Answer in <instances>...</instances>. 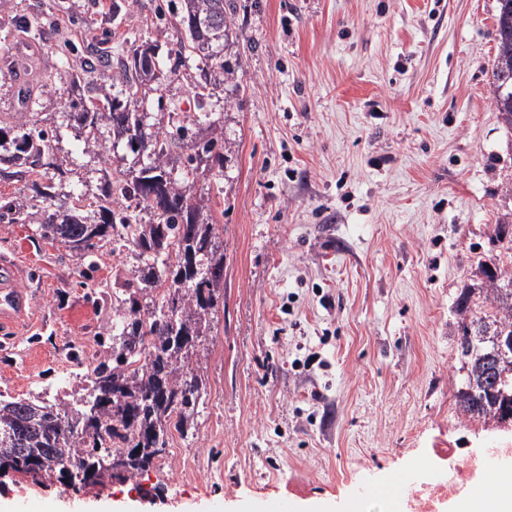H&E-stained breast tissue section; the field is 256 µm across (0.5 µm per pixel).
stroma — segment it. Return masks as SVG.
<instances>
[{"label":"stroma","instance_id":"35a3bbf8","mask_svg":"<svg viewBox=\"0 0 512 512\" xmlns=\"http://www.w3.org/2000/svg\"><path fill=\"white\" fill-rule=\"evenodd\" d=\"M498 0H238L233 74L204 83L199 56L172 71L183 38L174 0H0V59L38 28L44 95L20 109L0 68V123L37 122L66 172L54 201L0 182V256L31 305L0 350V395L75 403L109 358L111 301L141 262L104 246L86 260L40 238L44 213L93 199L98 170H136L124 139L87 140L61 103L86 48L116 60L155 51L138 102L146 132L171 114L224 146L223 176L193 190L224 251V298L191 363L205 382L193 434L171 432L166 467L72 489L6 478L0 512H348L416 466L512 445L457 410L455 302L478 265L512 274L492 245L512 224V130L493 103ZM159 489L154 503L140 493Z\"/></svg>","mask_w":512,"mask_h":512}]
</instances>
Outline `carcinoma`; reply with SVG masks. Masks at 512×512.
<instances>
[{"label":"carcinoma","mask_w":512,"mask_h":512,"mask_svg":"<svg viewBox=\"0 0 512 512\" xmlns=\"http://www.w3.org/2000/svg\"><path fill=\"white\" fill-rule=\"evenodd\" d=\"M183 2L178 17L186 40L175 51L173 67L192 52L196 41L209 39L215 50L203 55V79L217 69L231 73L229 61L217 48L229 45V18L237 12V0ZM199 16L213 18L217 27L199 29ZM496 35L493 99L503 124L512 129V97L500 94L498 84L502 73L512 75V0L499 5ZM154 64L152 58L133 53L131 62L121 65L126 83L136 81ZM107 78L106 70L95 67L71 74L79 98L65 101L63 108L88 133L108 127L113 135L126 139L132 153L147 155L150 162L131 181L116 180L101 192L104 197L132 193L155 223L141 234L134 229L138 215L107 202L92 219L74 206L65 213L48 214L37 228L41 237L90 258L112 242V230L122 224L129 229L127 242L138 251L143 267L139 287L129 290L117 308L112 363L95 367L79 405L0 398V467L7 464L33 478L53 477L56 471L51 462L65 457L91 483L106 476L130 480L162 456L170 430L188 434L204 386L189 360L209 335L211 315L221 299L224 253L216 243V225L204 219L203 206L191 189L176 186L168 165L172 151L184 146L189 150L183 161L186 175L197 178L203 162L215 178L224 173L223 145L214 138L199 137L184 123L176 127L175 135L152 139L143 131L142 115L126 105L113 101L105 112L89 107L82 91ZM6 142L13 151L0 154V180L22 182L32 197L42 201L53 199L54 179L64 175L53 139L38 127L21 123L0 128V148ZM480 273L484 287L465 290L456 303L461 349L472 337L512 336V288L496 287L507 273L488 264L481 265ZM463 369L466 376L455 398L466 421L486 425L512 412V373L504 385L509 399L499 400L483 395L482 386L494 377L483 352L464 357ZM96 401L100 411L90 419L85 403Z\"/></svg>","instance_id":"carcinoma-1"}]
</instances>
